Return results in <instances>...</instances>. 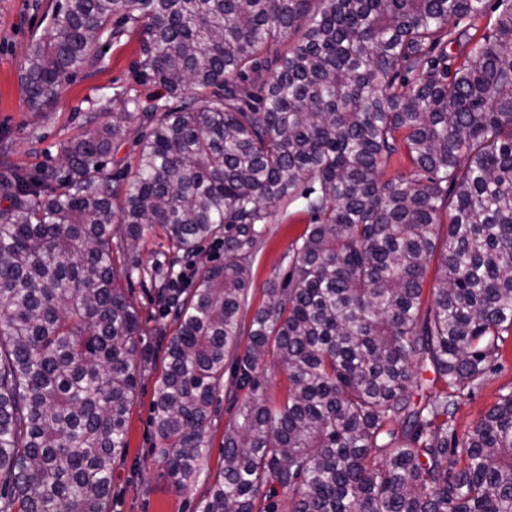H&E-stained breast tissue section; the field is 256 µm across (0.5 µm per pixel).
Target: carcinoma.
I'll return each instance as SVG.
<instances>
[{
	"instance_id": "cac0c4a2",
	"label": "carcinoma",
	"mask_w": 512,
	"mask_h": 512,
	"mask_svg": "<svg viewBox=\"0 0 512 512\" xmlns=\"http://www.w3.org/2000/svg\"><path fill=\"white\" fill-rule=\"evenodd\" d=\"M486 2L56 0L28 46L29 106L134 31L135 78L177 104L132 100L60 166L0 172V512H108L143 335L115 282L114 223L187 260L224 237L189 294L172 280L156 294L177 326L155 452L179 491L235 364L238 417L200 512H277L267 486L288 512H512V390L454 429L512 331V0L481 35L458 29ZM128 122L136 171L114 172ZM397 154L408 171L381 180ZM296 199L312 224L246 326L261 224ZM269 356L288 378L279 401Z\"/></svg>"
}]
</instances>
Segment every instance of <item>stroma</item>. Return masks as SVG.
Listing matches in <instances>:
<instances>
[{"label": "stroma", "mask_w": 512, "mask_h": 512, "mask_svg": "<svg viewBox=\"0 0 512 512\" xmlns=\"http://www.w3.org/2000/svg\"><path fill=\"white\" fill-rule=\"evenodd\" d=\"M55 0H0V169L8 166L59 164L62 147L88 130V115L100 105L109 111L124 109V96L151 105L165 91L157 85L137 84L133 64L138 50L137 34L110 42L100 70L80 73L67 84L58 99L40 112L31 111L21 79L27 46L49 23ZM310 222L301 202L286 203L273 210L263 225V236L252 256L251 308L266 299L271 282L282 280L289 264L284 256L302 236ZM137 255L143 270L127 274L128 254ZM112 257L117 280L137 309L143 336L135 362L141 378L127 419V451L112 467L109 512H199L198 504L224 464V426L237 409L226 397L214 402L211 412L210 446L200 460L196 478L184 490L169 486L154 452L156 439L151 425L152 404L158 381L166 367L165 346L175 328V315L156 302L160 284L151 273L154 261L168 262L169 244L155 235L134 243L122 229L112 234ZM501 368L476 390L456 415L457 434H465L492 407L501 392L512 388V336L500 360Z\"/></svg>", "instance_id": "obj_1"}]
</instances>
